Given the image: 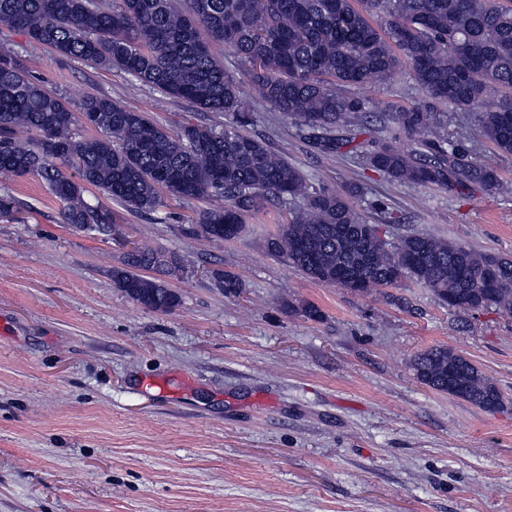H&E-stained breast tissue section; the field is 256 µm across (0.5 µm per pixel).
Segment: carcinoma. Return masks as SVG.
Instances as JSON below:
<instances>
[{
    "label": "carcinoma",
    "mask_w": 512,
    "mask_h": 512,
    "mask_svg": "<svg viewBox=\"0 0 512 512\" xmlns=\"http://www.w3.org/2000/svg\"><path fill=\"white\" fill-rule=\"evenodd\" d=\"M382 15L383 24L371 20ZM0 23L56 55L117 69L165 97L232 115L218 129L187 123L178 132L106 96L86 97L97 135L78 139L75 113L33 80L19 56L0 48V174L36 173L63 202V222L111 231L112 212L91 206L92 187L133 214L175 200L221 197L183 226L187 236L232 241L246 219L299 201L264 241L269 253L310 279L363 292L405 279L429 288L450 309L487 307L512 315V259L427 234L391 244L356 210L358 186L314 188L302 171L249 130L242 83L224 70L215 45L246 67L247 83L288 117L318 153L350 151L394 181L426 188L508 189L496 169L441 132L440 110L481 113L478 134L512 155V8L494 0H0ZM409 69L427 103L381 114L385 135L356 140L366 124L355 91L392 83ZM501 91L497 99L488 89ZM37 134L32 140L29 133ZM415 148L403 151L395 135ZM163 252L134 244L112 282L132 300L170 312L178 295L143 275L162 270ZM464 373L463 400L485 410L508 403L467 358L443 346L413 359L415 378L448 392V368Z\"/></svg>",
    "instance_id": "1"
}]
</instances>
